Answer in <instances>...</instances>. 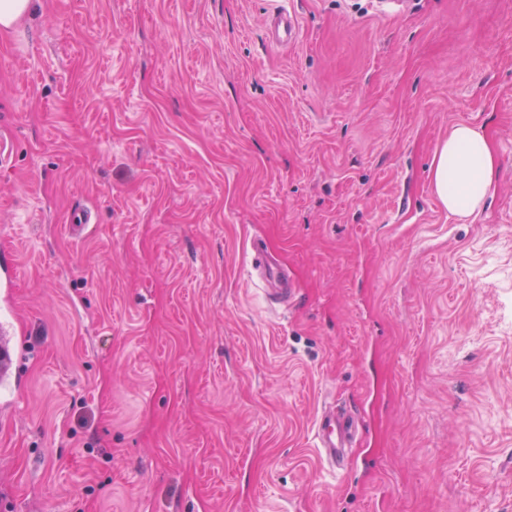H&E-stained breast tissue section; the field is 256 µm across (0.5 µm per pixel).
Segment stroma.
Here are the masks:
<instances>
[{
  "label": "stroma",
  "instance_id": "1",
  "mask_svg": "<svg viewBox=\"0 0 512 512\" xmlns=\"http://www.w3.org/2000/svg\"><path fill=\"white\" fill-rule=\"evenodd\" d=\"M459 122L498 156L466 224ZM0 138V512H512V0H33ZM267 36L276 45L287 46L296 42L299 36L297 18L290 13H277L267 26ZM497 167V155L483 129L459 122L448 131L436 152L431 181L449 217L464 222L481 212ZM251 250L254 269L260 272L265 283L271 287L266 289L269 298L276 304L290 306L296 297V292L294 288H278L281 277H284L283 271L269 261L266 249L261 242L254 241ZM1 340H0V376L2 382L8 383L12 381H16L17 379V369L15 368V362L17 358L16 349L4 342L3 336V328H1ZM317 448L321 459L333 471L344 470V451L351 448V442L357 435V421L346 407L332 405L325 407L315 424Z\"/></svg>",
  "mask_w": 512,
  "mask_h": 512
}]
</instances>
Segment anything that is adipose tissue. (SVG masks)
I'll return each instance as SVG.
<instances>
[{"mask_svg": "<svg viewBox=\"0 0 512 512\" xmlns=\"http://www.w3.org/2000/svg\"><path fill=\"white\" fill-rule=\"evenodd\" d=\"M498 167L483 129L455 124L439 146L431 169L432 190L449 217L467 221L481 212Z\"/></svg>", "mask_w": 512, "mask_h": 512, "instance_id": "obj_1", "label": "adipose tissue"}]
</instances>
